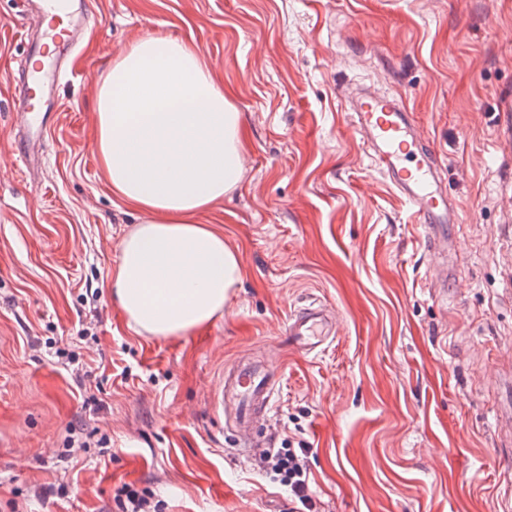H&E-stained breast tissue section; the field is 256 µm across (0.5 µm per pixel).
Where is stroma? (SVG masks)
<instances>
[{"label": "stroma", "instance_id": "1", "mask_svg": "<svg viewBox=\"0 0 512 512\" xmlns=\"http://www.w3.org/2000/svg\"><path fill=\"white\" fill-rule=\"evenodd\" d=\"M80 47L41 150L0 155V512H288L214 413L252 350L281 374L270 446L312 452L317 512H499L512 459V0H85ZM42 21L0 0V145L22 135L10 91ZM196 43L246 118L243 179L200 216L238 253L221 315L136 334L109 280L137 212L112 194L86 90L134 39ZM401 96L459 209V278L429 291L425 241L345 98ZM333 307L323 352L282 328ZM117 497L123 512H156L150 509L158 507V504L152 506L151 497L146 492H140L130 484L123 485Z\"/></svg>", "mask_w": 512, "mask_h": 512}]
</instances>
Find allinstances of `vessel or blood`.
<instances>
[{
	"mask_svg": "<svg viewBox=\"0 0 512 512\" xmlns=\"http://www.w3.org/2000/svg\"><path fill=\"white\" fill-rule=\"evenodd\" d=\"M33 2L41 18L49 22L50 39L31 43L26 78L15 94L25 134L12 143L11 152L26 164L38 154L43 140L40 102L63 78L57 60L77 44V28L65 26L60 0ZM349 107L353 129L370 150L377 170L415 215L437 271L438 286L447 290L454 276V266L447 260L448 227L457 223L458 213L434 151L401 99L362 87L352 93ZM335 333L334 310L317 303L291 313L283 327L289 350L306 355L324 350ZM278 381L277 370L250 356L238 357L224 373L215 409L229 418L244 457H252L264 445L261 431Z\"/></svg>",
	"mask_w": 512,
	"mask_h": 512,
	"instance_id": "1",
	"label": "vessel or blood"
}]
</instances>
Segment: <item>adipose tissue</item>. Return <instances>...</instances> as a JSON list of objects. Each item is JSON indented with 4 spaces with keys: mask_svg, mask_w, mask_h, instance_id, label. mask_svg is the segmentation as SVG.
Returning a JSON list of instances; mask_svg holds the SVG:
<instances>
[{
    "mask_svg": "<svg viewBox=\"0 0 512 512\" xmlns=\"http://www.w3.org/2000/svg\"><path fill=\"white\" fill-rule=\"evenodd\" d=\"M96 123L112 193L140 214L113 298L136 333L191 332L223 312L242 276L237 252L199 216L241 184L244 115L194 42L156 34L100 76Z\"/></svg>",
    "mask_w": 512,
    "mask_h": 512,
    "instance_id": "1",
    "label": "adipose tissue"
}]
</instances>
